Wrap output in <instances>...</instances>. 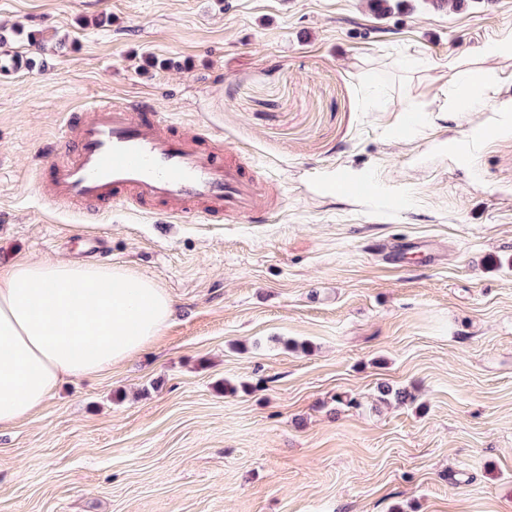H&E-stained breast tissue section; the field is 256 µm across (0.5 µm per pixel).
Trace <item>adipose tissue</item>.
<instances>
[{
    "instance_id": "1",
    "label": "adipose tissue",
    "mask_w": 512,
    "mask_h": 512,
    "mask_svg": "<svg viewBox=\"0 0 512 512\" xmlns=\"http://www.w3.org/2000/svg\"><path fill=\"white\" fill-rule=\"evenodd\" d=\"M173 312L164 288L124 266L23 260L0 272V430L29 421L62 382L137 356Z\"/></svg>"
}]
</instances>
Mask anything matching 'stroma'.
I'll return each instance as SVG.
<instances>
[{
	"mask_svg": "<svg viewBox=\"0 0 512 512\" xmlns=\"http://www.w3.org/2000/svg\"><path fill=\"white\" fill-rule=\"evenodd\" d=\"M411 4L0 0L36 62L0 72V268L85 255L174 300L145 353L0 431V512H512V0ZM137 97L279 206H53L38 147Z\"/></svg>",
	"mask_w": 512,
	"mask_h": 512,
	"instance_id": "1",
	"label": "stroma"
}]
</instances>
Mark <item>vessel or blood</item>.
Here are the masks:
<instances>
[{"label":"vessel or blood","mask_w":512,"mask_h":512,"mask_svg":"<svg viewBox=\"0 0 512 512\" xmlns=\"http://www.w3.org/2000/svg\"><path fill=\"white\" fill-rule=\"evenodd\" d=\"M171 126V117L145 100L99 104L74 126L67 162H56V140L38 151L51 201L90 208L126 201L160 219L227 222L250 220L268 205L252 167L210 132L185 136Z\"/></svg>","instance_id":"1"}]
</instances>
